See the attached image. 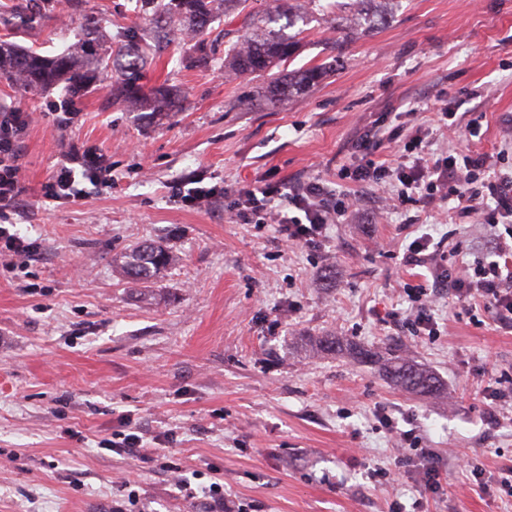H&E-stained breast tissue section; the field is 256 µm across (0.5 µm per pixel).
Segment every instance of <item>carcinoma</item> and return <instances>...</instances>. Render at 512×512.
Instances as JSON below:
<instances>
[{"label": "carcinoma", "mask_w": 512, "mask_h": 512, "mask_svg": "<svg viewBox=\"0 0 512 512\" xmlns=\"http://www.w3.org/2000/svg\"><path fill=\"white\" fill-rule=\"evenodd\" d=\"M139 9L176 17L193 30H200L212 20L214 0H138ZM274 13L254 12L248 16L250 33L232 38L224 34V65L240 76L253 78L270 75L273 68L282 66L296 54V36L284 28L272 27L282 17L288 26L294 25L293 16L285 8L287 0H278ZM112 64L123 83L129 100L154 98L159 103L167 100L166 91L152 89L141 83L143 55L138 45L130 42L117 50L104 48L93 39H85L81 54L63 52L53 57L41 56L32 51L19 52L0 46V77H6L18 86L23 94H40L46 90L63 87L67 94L79 96L94 89L96 75L91 64L95 61ZM325 63L313 65L297 75L288 74L274 78L278 95L286 97L302 87L318 84L327 74ZM175 261V257L161 245L143 243L119 258V267L130 281L148 286L159 273ZM380 371L391 381L409 392L435 395L439 392L436 379L427 371L410 362L407 356L393 353L384 359Z\"/></svg>", "instance_id": "1"}]
</instances>
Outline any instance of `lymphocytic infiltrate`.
<instances>
[{
  "label": "lymphocytic infiltrate",
  "instance_id": "f902f5d3",
  "mask_svg": "<svg viewBox=\"0 0 512 512\" xmlns=\"http://www.w3.org/2000/svg\"><path fill=\"white\" fill-rule=\"evenodd\" d=\"M29 121L25 112L0 114V211L16 203L25 191L19 165L17 135ZM481 132L480 118H472L459 130L467 147L439 162L425 152L422 133H414L396 163L374 161L378 141L363 135L357 143L366 156L365 164L350 174L358 183L389 187L393 206L420 200L454 203L459 215H481L487 224L504 225L497 237L493 258L476 262L459 261L457 250L433 247L429 236L411 241L401 258L404 266H432L431 283L405 284L403 290L411 304L406 324L415 336L435 338L440 330L431 314L437 289L444 288L453 304L470 317L492 314L504 329H512V173L492 172V157L469 149L468 144ZM102 168L98 156L88 155L82 169L61 162L45 186V195L54 201L81 198L83 179ZM239 215L248 224L278 225L287 242L313 251L321 250L330 239V230L348 212L351 197L327 184L312 180L291 186L243 184L232 191Z\"/></svg>",
  "mask_w": 512,
  "mask_h": 512
}]
</instances>
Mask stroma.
<instances>
[{
  "label": "stroma",
  "instance_id": "obj_1",
  "mask_svg": "<svg viewBox=\"0 0 512 512\" xmlns=\"http://www.w3.org/2000/svg\"><path fill=\"white\" fill-rule=\"evenodd\" d=\"M27 4L0 0V43L55 55L77 43L86 15L106 43L157 37L136 0H70L63 15L47 0L38 23L15 32L8 19ZM290 4L307 22L286 70L320 64L339 38L343 57L274 103L263 79L224 69L225 31L245 30L265 0L240 14L217 0L204 33L172 32L149 52L144 81L171 89L166 109L124 101L107 70L60 128L57 93L0 82V113L34 117L18 136L26 194L0 221L38 243L24 269L0 271V512H210L200 489L214 481L227 512H512L500 483L512 412L490 423L483 396L489 372L512 374V331L488 313L471 322L444 293L437 340L387 321L408 308L398 254L409 239L429 233L471 262L492 252L496 231L450 218L444 203L392 210L386 189L345 176L367 133L379 161L418 124L433 157L456 154L461 141L433 119L443 104L482 112L476 150L512 163V0H397L384 24L341 35L307 0ZM75 148L103 154L110 172L78 201L45 198ZM312 179L360 199L316 252L284 247L277 225L244 223L226 193ZM191 182L216 193L187 205ZM143 241L176 256L147 291L115 263ZM324 336L342 338V351L316 353ZM395 348L438 378V396L405 392L357 355ZM406 431L436 454V492L417 461L396 487L372 476L395 470ZM130 433L140 455L109 452ZM159 454L191 473L190 490L158 468ZM464 456L480 476L458 467Z\"/></svg>",
  "mask_w": 512,
  "mask_h": 512
}]
</instances>
